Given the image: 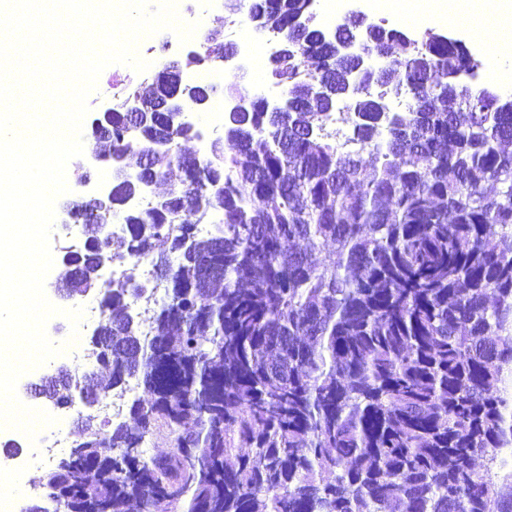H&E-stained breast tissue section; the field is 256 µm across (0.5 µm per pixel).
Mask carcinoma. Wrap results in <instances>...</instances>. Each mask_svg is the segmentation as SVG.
Wrapping results in <instances>:
<instances>
[{"instance_id":"1","label":"carcinoma","mask_w":512,"mask_h":512,"mask_svg":"<svg viewBox=\"0 0 512 512\" xmlns=\"http://www.w3.org/2000/svg\"><path fill=\"white\" fill-rule=\"evenodd\" d=\"M227 2L286 46L269 71L291 109L227 113L201 158L159 110L165 71L109 116L107 152L183 177L118 239L99 231L107 210L67 208L87 235L62 298H99L89 357L109 379L93 401L130 376L144 396L128 422L86 415L41 490L67 512H512V106L453 78L481 62L437 32L378 28L364 75L310 0ZM215 40L190 62L221 61ZM341 103L346 136L329 130ZM110 175L120 209L138 184ZM141 263L167 280L144 322L128 303ZM85 378L69 369L36 398L62 406ZM160 428L173 446L147 458Z\"/></svg>"}]
</instances>
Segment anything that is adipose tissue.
I'll return each mask as SVG.
<instances>
[{
  "label": "adipose tissue",
  "mask_w": 512,
  "mask_h": 512,
  "mask_svg": "<svg viewBox=\"0 0 512 512\" xmlns=\"http://www.w3.org/2000/svg\"><path fill=\"white\" fill-rule=\"evenodd\" d=\"M388 5L414 20L437 18L468 30L476 42L493 39L496 50L512 48V0H388Z\"/></svg>",
  "instance_id": "1"
}]
</instances>
